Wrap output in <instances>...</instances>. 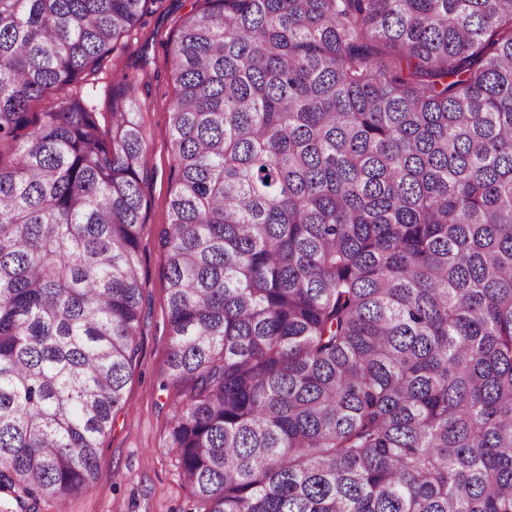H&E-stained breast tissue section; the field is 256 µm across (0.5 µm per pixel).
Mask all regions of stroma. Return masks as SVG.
Masks as SVG:
<instances>
[{
    "label": "stroma",
    "instance_id": "35a3bbf8",
    "mask_svg": "<svg viewBox=\"0 0 512 512\" xmlns=\"http://www.w3.org/2000/svg\"><path fill=\"white\" fill-rule=\"evenodd\" d=\"M196 0H150L136 30L121 38L102 61L87 95L106 117V94L122 79L135 80L138 118L143 127L150 178L144 187L139 260L144 305L137 336L138 355L126 403L98 459L100 478L70 504V512H194L189 488L171 448L173 391L160 387L167 355L168 305L165 254L160 234L169 222L168 112L176 94L170 39Z\"/></svg>",
    "mask_w": 512,
    "mask_h": 512
}]
</instances>
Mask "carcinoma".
Segmentation results:
<instances>
[{
	"label": "carcinoma",
	"mask_w": 512,
	"mask_h": 512,
	"mask_svg": "<svg viewBox=\"0 0 512 512\" xmlns=\"http://www.w3.org/2000/svg\"><path fill=\"white\" fill-rule=\"evenodd\" d=\"M148 0H0V505L99 479L143 309ZM171 446L200 512H512V0H197ZM64 88L51 112L29 105Z\"/></svg>",
	"instance_id": "obj_1"
}]
</instances>
